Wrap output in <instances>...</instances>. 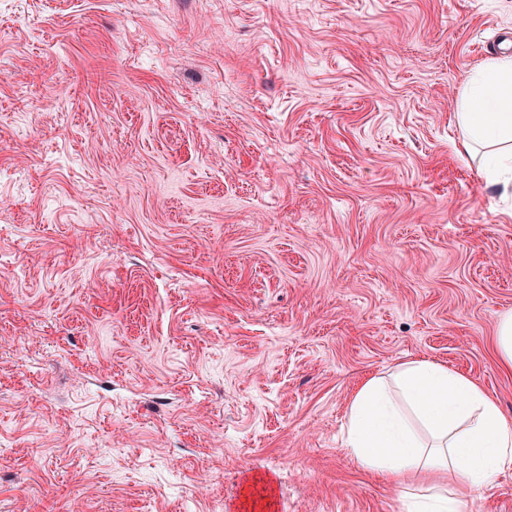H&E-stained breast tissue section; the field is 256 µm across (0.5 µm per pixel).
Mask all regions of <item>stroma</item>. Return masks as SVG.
<instances>
[{"label": "stroma", "instance_id": "obj_1", "mask_svg": "<svg viewBox=\"0 0 512 512\" xmlns=\"http://www.w3.org/2000/svg\"><path fill=\"white\" fill-rule=\"evenodd\" d=\"M502 51L512 0H0V512H402L346 412L416 358L512 417ZM454 119L458 157L468 165L480 153L478 176L512 201V55L491 56L471 71ZM497 348L504 364L512 366V314H504L498 320Z\"/></svg>", "mask_w": 512, "mask_h": 512}]
</instances>
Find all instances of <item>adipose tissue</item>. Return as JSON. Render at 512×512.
I'll return each mask as SVG.
<instances>
[{"label": "adipose tissue", "mask_w": 512, "mask_h": 512, "mask_svg": "<svg viewBox=\"0 0 512 512\" xmlns=\"http://www.w3.org/2000/svg\"><path fill=\"white\" fill-rule=\"evenodd\" d=\"M454 119L462 161L512 201V55L489 57L463 85ZM347 450L401 486L403 512H461V490L512 468V419L473 378L428 359L404 362L354 391Z\"/></svg>", "instance_id": "adipose-tissue-1"}]
</instances>
